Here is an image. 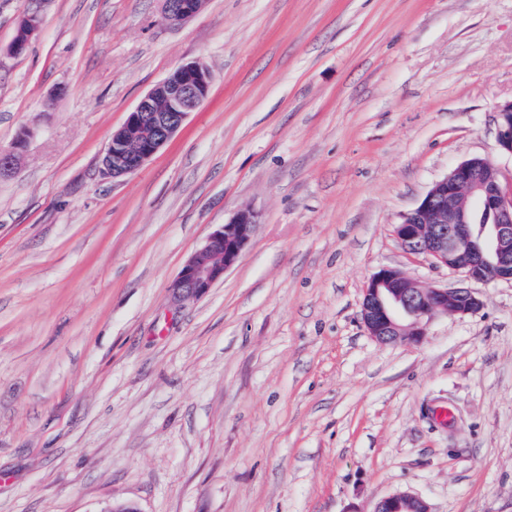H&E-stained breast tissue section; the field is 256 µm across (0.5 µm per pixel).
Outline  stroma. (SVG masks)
I'll return each instance as SVG.
<instances>
[{
    "instance_id": "obj_1",
    "label": "stroma",
    "mask_w": 512,
    "mask_h": 512,
    "mask_svg": "<svg viewBox=\"0 0 512 512\" xmlns=\"http://www.w3.org/2000/svg\"><path fill=\"white\" fill-rule=\"evenodd\" d=\"M0 0V512H512V284L382 346L371 275L460 273L394 228L459 163L512 185V0ZM204 61L207 101L133 175L100 158L148 90ZM250 243L199 299L184 262L240 209ZM451 408L450 423L435 413ZM34 6L22 13L16 25L15 33L9 46V53L13 56L24 54L32 40L38 35L43 23L40 0L31 1ZM203 0H168L162 21L169 26H179L192 19L202 8ZM495 113L498 148L502 153L512 156V101L499 104ZM372 512H432L420 496L399 492L380 499Z\"/></svg>"
}]
</instances>
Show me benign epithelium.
<instances>
[{
  "label": "benign epithelium",
  "mask_w": 512,
  "mask_h": 512,
  "mask_svg": "<svg viewBox=\"0 0 512 512\" xmlns=\"http://www.w3.org/2000/svg\"><path fill=\"white\" fill-rule=\"evenodd\" d=\"M203 0H166L162 21L179 26L192 19ZM41 0L22 13L9 46L24 54L43 23ZM212 75L200 60L184 63L158 81L128 112L100 160L105 178L139 171L171 140L187 116L208 98ZM497 145L512 155V101L495 109ZM25 140L0 150V174L17 169ZM259 214L241 209L220 225L183 264L170 285L174 301L207 295L237 262L249 243ZM401 246L434 264L461 272L474 282L512 283V191L487 158L472 157L435 181L418 205L395 225ZM483 300L466 287L422 288L401 270L379 269L370 278L360 302V318L381 345L417 343L439 313L466 316L480 311ZM373 512H431L421 497L399 492L380 499Z\"/></svg>",
  "instance_id": "benign-epithelium-1"
}]
</instances>
